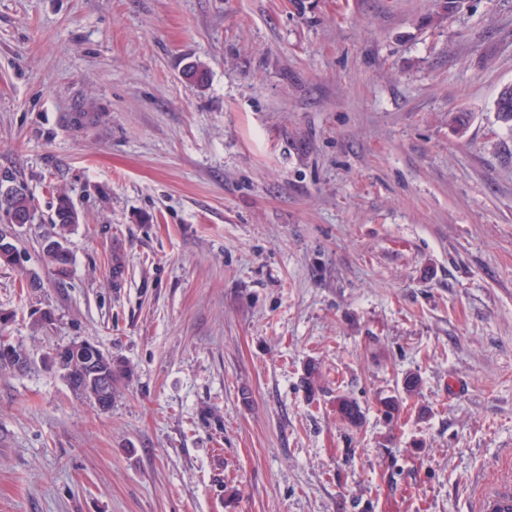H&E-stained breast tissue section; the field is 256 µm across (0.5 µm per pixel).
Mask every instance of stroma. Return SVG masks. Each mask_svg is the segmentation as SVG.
I'll return each instance as SVG.
<instances>
[{
    "label": "stroma",
    "instance_id": "1",
    "mask_svg": "<svg viewBox=\"0 0 512 512\" xmlns=\"http://www.w3.org/2000/svg\"><path fill=\"white\" fill-rule=\"evenodd\" d=\"M510 83L512 0H0L34 214L0 213V512H477L512 478ZM84 339L134 367L110 410L44 364ZM77 223L78 214L70 200L65 196L60 197L55 212V220L53 221V230L46 237L43 245L46 264L60 278L68 276L70 272V254L66 243L72 226ZM336 414L339 419L353 429H359L365 422L366 412L361 403L348 395H337Z\"/></svg>",
    "mask_w": 512,
    "mask_h": 512
}]
</instances>
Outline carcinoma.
<instances>
[{
	"label": "carcinoma",
	"instance_id": "cac0c4a2",
	"mask_svg": "<svg viewBox=\"0 0 512 512\" xmlns=\"http://www.w3.org/2000/svg\"><path fill=\"white\" fill-rule=\"evenodd\" d=\"M494 109L498 119L512 129V84L502 88L499 92ZM17 184V177L6 172L0 176V211L6 213L11 220L20 216L26 222H32L31 198L27 190L16 191L11 186ZM78 223V214L70 200L62 196L55 212L54 227L43 245V255L46 264L60 277L69 275L70 254L66 246L67 236L71 228ZM65 348L69 350L68 360L56 362L47 357L51 364H60L65 371L66 380L72 391L79 397L95 403L100 409L108 410L112 407V397L104 399L96 397L90 377L100 374L111 380L114 385L128 380L133 376V368L125 360L103 353L94 343L88 340L73 341ZM320 367L314 360L304 365L301 382L308 397L315 398L318 390ZM421 377L414 372H407L401 379V390L406 395L416 394L420 391ZM400 393V394H402ZM400 394L394 393L378 399V411L387 422L397 419L402 411ZM336 414L339 419L353 429H359L365 422L366 412L361 403L348 395H338L335 400Z\"/></svg>",
	"mask_w": 512,
	"mask_h": 512
}]
</instances>
